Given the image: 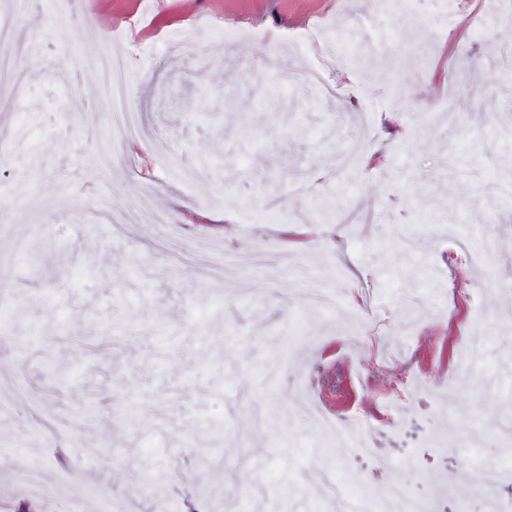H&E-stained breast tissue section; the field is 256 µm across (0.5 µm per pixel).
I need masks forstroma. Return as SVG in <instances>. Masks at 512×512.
I'll return each instance as SVG.
<instances>
[{
	"mask_svg": "<svg viewBox=\"0 0 512 512\" xmlns=\"http://www.w3.org/2000/svg\"><path fill=\"white\" fill-rule=\"evenodd\" d=\"M482 6L496 25L450 0H388L381 26L371 0H41L20 19L47 40L0 111L24 171L0 163V512H65L74 469L104 490L94 512H239L241 482L268 512H336V493L390 481L422 494L419 468L449 482L443 512H481L454 483L478 481L474 457L512 474V325L494 291L462 309L484 355L457 369L440 285L512 281V81L497 54L512 8ZM63 11L71 27L54 30ZM316 23L347 94L311 79L312 50L292 72L272 64ZM98 50L126 63L125 142L97 84L65 79L95 74ZM104 149L123 155L107 183ZM161 218L178 249L152 234ZM451 224L497 249L449 261ZM243 250L273 261L220 267ZM404 369L456 404L423 398L383 421L384 473L354 454L326 465L294 386L368 416ZM32 464L35 494L11 475ZM156 465L179 478L144 494Z\"/></svg>",
	"mask_w": 512,
	"mask_h": 512,
	"instance_id": "stroma-1",
	"label": "stroma"
}]
</instances>
